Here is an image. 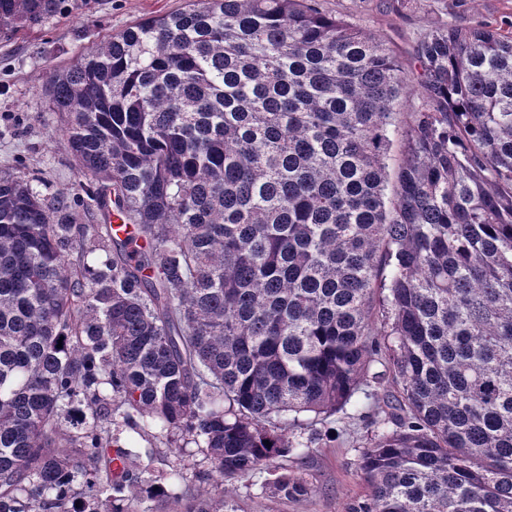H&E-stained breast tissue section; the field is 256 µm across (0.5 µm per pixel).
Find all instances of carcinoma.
Returning a JSON list of instances; mask_svg holds the SVG:
<instances>
[{"label":"carcinoma","mask_w":512,"mask_h":512,"mask_svg":"<svg viewBox=\"0 0 512 512\" xmlns=\"http://www.w3.org/2000/svg\"><path fill=\"white\" fill-rule=\"evenodd\" d=\"M61 11L0 0V36ZM413 59L317 0H190L51 73L82 195L0 175V512H224L348 407L353 512H512V22ZM123 430L195 444L214 499ZM119 438V444L123 448H129L134 452L140 453V463L148 469L149 474L165 475L170 471L172 465H175L181 459L177 454L170 453L163 445H159L151 437H140L137 434L125 431ZM156 444L158 448H163L160 450L161 453L154 454L151 458L147 457L145 455L146 448H156Z\"/></svg>","instance_id":"obj_1"}]
</instances>
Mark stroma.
I'll list each match as a JSON object with an SVG mask.
<instances>
[{"label": "stroma", "instance_id": "1", "mask_svg": "<svg viewBox=\"0 0 512 512\" xmlns=\"http://www.w3.org/2000/svg\"><path fill=\"white\" fill-rule=\"evenodd\" d=\"M330 13L352 15L370 33L389 41L398 61L412 69L419 38L435 27L480 20L494 26L512 20V0H319ZM186 5V0H88L62 19L21 37L0 38V173L36 177L45 197L69 199L80 176L63 146L66 117L55 111L46 92L52 71L74 64L112 35L141 19L162 15ZM366 419L347 411L319 421L312 428V444L304 459H278L275 465L237 479L232 505L235 512H350L363 501L366 484L358 469L356 440L370 433ZM122 447L140 453L150 474L168 473L177 461L187 467L193 493L208 494L213 486L198 472L208 464L195 445L184 456L156 451L154 439L121 434ZM301 471L312 483L311 494L300 499L274 496L265 490L278 469Z\"/></svg>", "mask_w": 512, "mask_h": 512}]
</instances>
